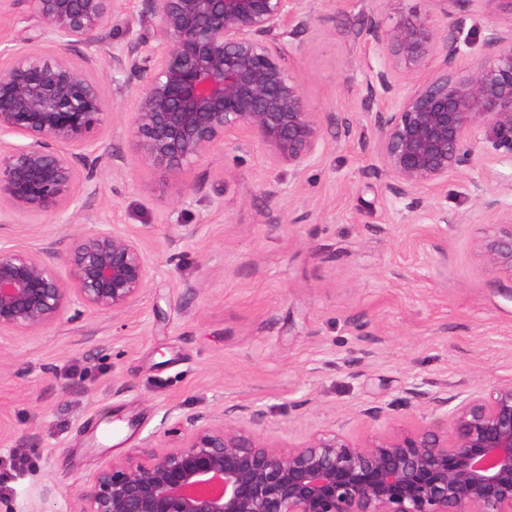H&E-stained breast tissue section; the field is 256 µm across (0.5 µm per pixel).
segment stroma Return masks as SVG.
Segmentation results:
<instances>
[{
  "label": "stroma",
  "mask_w": 512,
  "mask_h": 512,
  "mask_svg": "<svg viewBox=\"0 0 512 512\" xmlns=\"http://www.w3.org/2000/svg\"><path fill=\"white\" fill-rule=\"evenodd\" d=\"M439 15L437 0H303L285 39L326 148L300 173L233 135L182 179L128 155V104L105 132L92 187L53 220L0 214V244L64 249L92 224L137 237L154 276L125 315L71 307L0 335V512H73L112 459L246 405L294 445L355 440L444 417L486 381L512 380V279L480 245L512 207V161L449 173L418 221L374 156L365 86L372 15ZM485 196H478V189Z\"/></svg>",
  "instance_id": "1"
}]
</instances>
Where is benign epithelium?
<instances>
[{
    "mask_svg": "<svg viewBox=\"0 0 512 512\" xmlns=\"http://www.w3.org/2000/svg\"><path fill=\"white\" fill-rule=\"evenodd\" d=\"M441 28L431 16L374 19L366 53L377 65L367 90L375 152L397 198L448 223L421 193L469 166L473 142L512 157V24L484 28L483 53L462 62L474 28L463 0ZM33 34L0 67V203L54 217L91 181L114 100L138 81L130 105V154L177 176L231 134L296 172L325 148L332 116L317 112L297 79L284 38L304 23L300 0H146L139 28L112 42V0H27ZM5 136L19 138L13 143ZM480 246L487 270L512 279V209ZM68 268L69 278L58 274ZM152 266L120 228L96 227L66 248L0 245V335L55 325L77 304L126 313ZM219 414L178 433L171 446L116 458L83 484L76 512H512V382L480 388L440 425L354 442L335 430L286 451L254 416Z\"/></svg>",
    "mask_w": 512,
    "mask_h": 512,
    "instance_id": "7a95c632",
    "label": "benign epithelium"
}]
</instances>
